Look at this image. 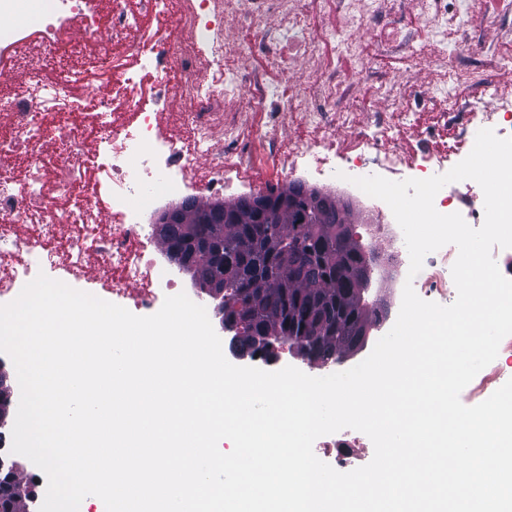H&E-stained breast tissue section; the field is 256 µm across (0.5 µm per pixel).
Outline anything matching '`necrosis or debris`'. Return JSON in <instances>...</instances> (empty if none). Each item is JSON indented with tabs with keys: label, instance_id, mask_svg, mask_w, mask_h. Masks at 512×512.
I'll use <instances>...</instances> for the list:
<instances>
[{
	"label": "necrosis or debris",
	"instance_id": "4bbe7bcc",
	"mask_svg": "<svg viewBox=\"0 0 512 512\" xmlns=\"http://www.w3.org/2000/svg\"><path fill=\"white\" fill-rule=\"evenodd\" d=\"M417 5L412 16L407 0H307L302 9L294 0H0V59L16 73L0 87L11 106L0 113V305L44 268L74 270L94 258L111 271L103 290L122 307L161 308L179 292V269L155 234L154 214L178 198L250 194L257 171L320 181L376 212L361 235L374 256L377 302L384 286L409 280L421 299L454 303L457 247L428 254L409 276L391 209L352 180L426 179L463 160L480 129L512 137V5L490 13L483 0ZM323 9L336 19L328 30L311 23ZM469 13L483 15L484 29L468 30ZM268 17L275 23L257 44L266 70L242 72L228 60L224 35ZM368 32L383 55L427 70L445 95L408 99L385 79L374 86L383 111H364L356 96L363 75L350 61ZM76 33L88 51L77 50ZM325 43L338 66L322 64ZM294 70L299 85L281 98L265 74ZM95 79L105 91L89 92ZM174 100L185 121L169 112ZM249 108L263 123L248 122ZM294 126L300 135L282 138ZM48 140L61 152H47ZM434 206L466 215L474 228L484 221V194L472 180L444 186ZM366 442L343 429L313 450L352 470L349 450Z\"/></svg>",
	"mask_w": 512,
	"mask_h": 512
}]
</instances>
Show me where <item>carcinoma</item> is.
<instances>
[{"instance_id":"1","label":"carcinoma","mask_w":512,"mask_h":512,"mask_svg":"<svg viewBox=\"0 0 512 512\" xmlns=\"http://www.w3.org/2000/svg\"><path fill=\"white\" fill-rule=\"evenodd\" d=\"M237 208L232 221L222 224H202L197 217L187 216L186 223L194 225L202 237L217 235L215 248L226 256L236 257V269L232 278L224 282V294L218 311L231 319L240 316L248 321V327L263 329L274 340L289 342L288 312L302 317L310 301L316 297L327 302L345 288V281L336 269L321 262V255L339 252L352 268H358L361 254L350 248L346 238L336 236L333 224L322 216L307 212L306 201L301 199L293 210H283L273 224H260L255 220L250 206ZM182 224H166L159 235L164 245L183 240ZM283 249H290L302 258L298 275L288 277V270L279 262ZM259 289L264 301L254 309L238 308L245 302L247 286ZM376 310L368 308L365 300L348 311L335 330L316 337V349L322 362L340 359L342 346L352 339L351 332L357 321L368 323ZM28 504L11 491L7 476L0 475V512H26Z\"/></svg>"}]
</instances>
